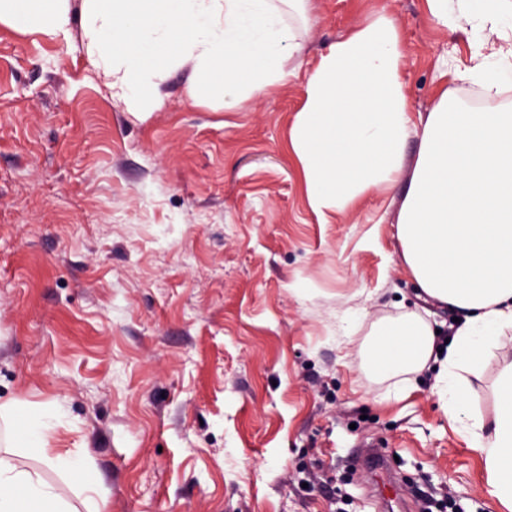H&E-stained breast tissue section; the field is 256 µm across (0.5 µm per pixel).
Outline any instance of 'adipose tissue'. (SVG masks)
I'll return each instance as SVG.
<instances>
[{
  "label": "adipose tissue",
  "instance_id": "adipose-tissue-1",
  "mask_svg": "<svg viewBox=\"0 0 512 512\" xmlns=\"http://www.w3.org/2000/svg\"><path fill=\"white\" fill-rule=\"evenodd\" d=\"M313 9L314 0H81L76 15L71 0H0V23L65 43L82 20L90 62L115 100H157L166 72L187 63V97L220 95L231 107L283 84L298 48L284 14L307 20ZM403 66L388 17L336 41L308 75L289 144L308 203L326 224L365 194L391 189L417 136L397 223L402 260L428 298L463 319L445 338L415 314L380 325L368 365L378 376L435 370L440 410L481 457L487 494L512 512V109L474 112L443 94L411 118ZM466 78L489 96L512 90V48ZM492 350L502 362L487 418L471 406L466 375ZM21 416L26 424L13 441L85 487L75 459L52 452L40 414L0 404L1 420ZM0 512L78 510L66 492L0 457Z\"/></svg>",
  "mask_w": 512,
  "mask_h": 512
}]
</instances>
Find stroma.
Returning a JSON list of instances; mask_svg holds the SVG:
<instances>
[{"instance_id": "1", "label": "stroma", "mask_w": 512, "mask_h": 512, "mask_svg": "<svg viewBox=\"0 0 512 512\" xmlns=\"http://www.w3.org/2000/svg\"><path fill=\"white\" fill-rule=\"evenodd\" d=\"M300 68L232 109L190 102L189 67L159 104L113 100L87 54L0 23V403L48 415L109 512H390L356 456L383 444L398 496L493 512L434 374L408 391L368 371L377 325L452 310L416 294L396 186L320 223L288 131L329 46L379 16L398 26L411 113L499 55L494 18L448 22L426 0H314Z\"/></svg>"}]
</instances>
